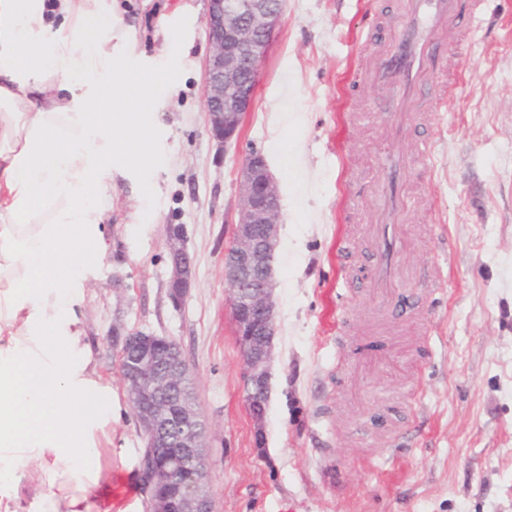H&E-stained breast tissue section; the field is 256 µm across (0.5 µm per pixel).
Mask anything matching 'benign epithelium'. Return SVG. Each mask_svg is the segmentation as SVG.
Masks as SVG:
<instances>
[{
    "mask_svg": "<svg viewBox=\"0 0 512 512\" xmlns=\"http://www.w3.org/2000/svg\"><path fill=\"white\" fill-rule=\"evenodd\" d=\"M204 25L211 44L205 65L209 132L226 146L238 139L255 86L246 78L277 31L286 0H208ZM240 205L233 247L224 256L236 333L246 371L247 397L257 435H262L270 389L275 335L274 255L280 196L267 162L257 151L242 165ZM180 226L168 228L169 297L180 305L194 282V265L182 246ZM119 374L145 440L140 475L152 491L153 512H209L205 426L197 406L181 395L191 375L180 346L166 336L137 331L124 342ZM177 488L175 498L154 492L160 475Z\"/></svg>",
    "mask_w": 512,
    "mask_h": 512,
    "instance_id": "benign-epithelium-1",
    "label": "benign epithelium"
}]
</instances>
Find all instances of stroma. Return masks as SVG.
Wrapping results in <instances>:
<instances>
[{
	"label": "stroma",
	"mask_w": 512,
	"mask_h": 512,
	"mask_svg": "<svg viewBox=\"0 0 512 512\" xmlns=\"http://www.w3.org/2000/svg\"><path fill=\"white\" fill-rule=\"evenodd\" d=\"M207 0H114V33L138 68L160 73L146 103L154 155L112 171V257L87 317L113 375L114 489L143 497L145 448L118 354L134 331L176 341L207 426L213 512H512V0H487L458 43L460 81L438 121L416 105L407 142L428 137L425 165L402 188L405 269L447 281L416 291L384 344L369 332L375 297L376 188L391 115L375 112L373 75L391 38V0H286L259 67L237 143L208 131ZM184 35L186 58L165 44ZM260 152L280 195L275 336L264 432L246 398L224 253L240 204V168ZM183 225L194 283L169 298L167 235ZM389 366L352 370L361 348Z\"/></svg>",
	"instance_id": "stroma-1"
}]
</instances>
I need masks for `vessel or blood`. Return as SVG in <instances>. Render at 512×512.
I'll return each mask as SVG.
<instances>
[{"label":"vessel or blood","mask_w":512,"mask_h":512,"mask_svg":"<svg viewBox=\"0 0 512 512\" xmlns=\"http://www.w3.org/2000/svg\"><path fill=\"white\" fill-rule=\"evenodd\" d=\"M486 0H399V12L393 25V38L384 51L376 72L377 82L386 88L389 111L402 112L408 100L427 94L436 111H447L453 99L457 74L438 66V59L447 51L439 35L444 30L460 34L472 31L475 19L482 13ZM432 144L423 139L413 148L412 158L386 156L382 164V191L391 209L402 205L400 185L410 162L425 163ZM376 250L373 261L378 282L384 290L381 308L399 316L410 306L409 300L394 302L402 288L399 253L403 237L398 225L380 224L375 230Z\"/></svg>","instance_id":"b4317fda"}]
</instances>
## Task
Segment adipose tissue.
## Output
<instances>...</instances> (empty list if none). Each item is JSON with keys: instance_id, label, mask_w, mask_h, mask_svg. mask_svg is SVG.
Returning <instances> with one entry per match:
<instances>
[{"instance_id": "ef3b65f1", "label": "adipose tissue", "mask_w": 512, "mask_h": 512, "mask_svg": "<svg viewBox=\"0 0 512 512\" xmlns=\"http://www.w3.org/2000/svg\"><path fill=\"white\" fill-rule=\"evenodd\" d=\"M112 0H0V512H117L119 412L85 323L112 252L100 201L152 126ZM133 110L130 136L116 112Z\"/></svg>"}]
</instances>
